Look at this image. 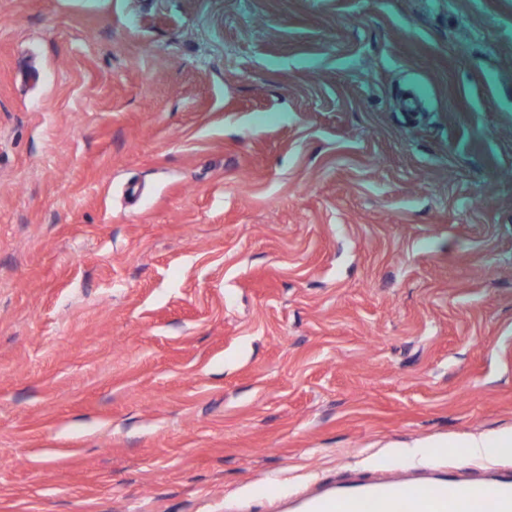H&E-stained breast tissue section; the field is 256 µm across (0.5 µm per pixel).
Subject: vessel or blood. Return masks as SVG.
Wrapping results in <instances>:
<instances>
[{
	"label": "vessel or blood",
	"instance_id": "vessel-or-blood-1",
	"mask_svg": "<svg viewBox=\"0 0 512 512\" xmlns=\"http://www.w3.org/2000/svg\"><path fill=\"white\" fill-rule=\"evenodd\" d=\"M484 498L491 512H512V467L501 466L477 483L435 466L420 476L402 470L352 474L320 492L296 497V512H468Z\"/></svg>",
	"mask_w": 512,
	"mask_h": 512
}]
</instances>
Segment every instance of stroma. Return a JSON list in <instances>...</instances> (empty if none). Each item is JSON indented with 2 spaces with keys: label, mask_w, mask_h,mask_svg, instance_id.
Returning a JSON list of instances; mask_svg holds the SVG:
<instances>
[{
  "label": "stroma",
  "mask_w": 512,
  "mask_h": 512,
  "mask_svg": "<svg viewBox=\"0 0 512 512\" xmlns=\"http://www.w3.org/2000/svg\"><path fill=\"white\" fill-rule=\"evenodd\" d=\"M512 0H0V512H270L512 436Z\"/></svg>",
  "instance_id": "stroma-1"
}]
</instances>
